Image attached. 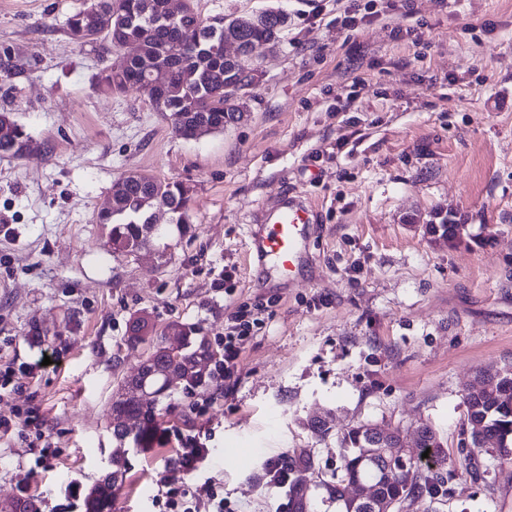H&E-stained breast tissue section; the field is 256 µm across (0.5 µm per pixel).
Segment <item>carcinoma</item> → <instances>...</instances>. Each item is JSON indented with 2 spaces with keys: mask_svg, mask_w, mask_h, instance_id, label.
Segmentation results:
<instances>
[{
  "mask_svg": "<svg viewBox=\"0 0 512 512\" xmlns=\"http://www.w3.org/2000/svg\"><path fill=\"white\" fill-rule=\"evenodd\" d=\"M288 15L270 8L250 16H214L204 19L196 3L174 16L168 0H88L84 8L67 20L70 38L80 44L105 42L110 48L121 42L138 45V53L126 68L114 74L104 72L99 86L120 93L138 85L145 72L162 78L157 89L147 92L157 112L170 113L175 132L199 135L219 132L242 117L240 103L229 102L226 86L243 90L252 86L253 69L242 64L257 43L276 45L287 24ZM234 54H224V45ZM22 64L9 48L0 50V79L20 74ZM29 135L8 112L0 113V156L20 158ZM112 206L98 215V222L111 225L112 252L135 255L153 247L156 241L184 235L190 224L187 189L177 181L131 173L113 183ZM164 204L176 215L175 223L163 224L150 232V221L157 205ZM149 322L136 318L127 339L148 343L151 352L137 374L126 381L125 392L112 402L110 428L116 447L112 449V469L86 492L84 512H112V494L126 478L128 446L151 448L160 432L162 404L176 396L189 397L218 381L214 365L220 351L212 345L197 323L173 322L160 336H148ZM177 378L171 388L169 377ZM488 389L464 396L465 419L461 432L479 434L485 444H493L500 458H512V377L494 379V371L482 374ZM371 424L357 423L338 433L341 452L331 480L319 478V468L304 450L280 460L282 481L288 496V512H317L316 491L336 503L337 512H371L370 508L346 499L347 485L361 480L377 488L381 500L397 501L395 510L413 507L433 499L442 483L439 470L455 464L442 449L435 430L425 426L417 431L416 447L428 458L410 464L406 471L383 474L362 449L370 442ZM45 504L34 497H23L12 505V512H44Z\"/></svg>",
  "mask_w": 512,
  "mask_h": 512,
  "instance_id": "cac0c4a2",
  "label": "carcinoma"
}]
</instances>
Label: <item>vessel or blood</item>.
Instances as JSON below:
<instances>
[{
    "label": "vessel or blood",
    "instance_id": "obj_1",
    "mask_svg": "<svg viewBox=\"0 0 512 512\" xmlns=\"http://www.w3.org/2000/svg\"><path fill=\"white\" fill-rule=\"evenodd\" d=\"M312 214L313 207L302 194L281 192L250 235L249 257L280 273H290L305 247Z\"/></svg>",
    "mask_w": 512,
    "mask_h": 512
}]
</instances>
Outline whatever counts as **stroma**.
Here are the masks:
<instances>
[{"label":"stroma","mask_w":512,"mask_h":512,"mask_svg":"<svg viewBox=\"0 0 512 512\" xmlns=\"http://www.w3.org/2000/svg\"><path fill=\"white\" fill-rule=\"evenodd\" d=\"M407 2L375 0V17L347 31L336 0H196L205 17L279 6L288 22L253 56L243 119L186 140L142 90L97 89L119 57L68 36L84 0H0V47L24 66L0 85V110L33 141L0 157V360L61 357L0 396V416L40 407L56 450L40 464L18 435L0 440V510L35 496L83 512L110 467L112 403L149 353L126 340L132 315L159 331L200 324L220 345L228 314L259 298L275 304L232 376L177 398L162 444L129 449L113 512H160L194 435L209 454L185 487L216 484L227 512H288L263 482L269 463L308 448L329 472L337 430L360 422L409 440L431 426L465 459L467 387L512 368V0ZM131 172L188 190L191 228L165 253H112L96 221ZM286 188L316 211L289 281L245 258L248 226ZM441 216L463 225L459 242L427 234ZM313 417L332 433L308 429ZM477 459L475 476L443 469L428 512H512V462Z\"/></svg>","instance_id":"1"}]
</instances>
